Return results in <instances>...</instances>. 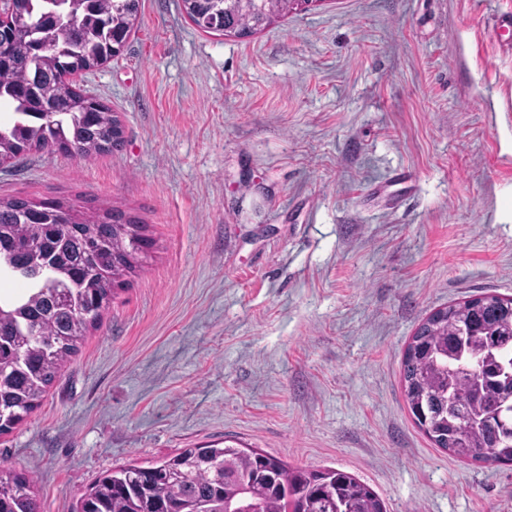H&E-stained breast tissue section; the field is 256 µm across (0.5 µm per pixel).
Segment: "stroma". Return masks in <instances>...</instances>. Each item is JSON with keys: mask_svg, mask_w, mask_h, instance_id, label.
Segmentation results:
<instances>
[{"mask_svg": "<svg viewBox=\"0 0 512 512\" xmlns=\"http://www.w3.org/2000/svg\"><path fill=\"white\" fill-rule=\"evenodd\" d=\"M511 13L315 0L238 39L142 0L121 54L79 80L122 149L0 165V198L120 210L149 242L0 434L40 512H72L112 467L223 443L347 471L387 512H512V465L433 445L401 378L429 314L512 298V56L487 32Z\"/></svg>", "mask_w": 512, "mask_h": 512, "instance_id": "obj_1", "label": "stroma"}]
</instances>
